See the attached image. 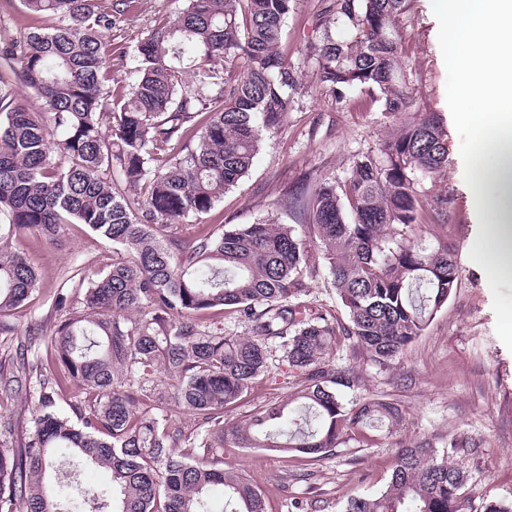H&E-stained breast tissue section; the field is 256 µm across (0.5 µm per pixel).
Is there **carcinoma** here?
<instances>
[{
  "label": "carcinoma",
  "instance_id": "1",
  "mask_svg": "<svg viewBox=\"0 0 512 512\" xmlns=\"http://www.w3.org/2000/svg\"><path fill=\"white\" fill-rule=\"evenodd\" d=\"M33 26L0 41V335L40 290L37 268L15 251L23 235L57 236L77 224L112 245V265L79 268L54 291L45 356L27 346L5 362L33 386L32 429L0 448V512H266L247 475L224 467V447L258 448L308 466L351 441L396 448L388 482L346 499L338 512H465L471 449L398 439L403 413L382 398L347 404L358 387L331 355L341 340L391 366L427 329L458 285L451 240L416 234L453 220L443 177L448 138L439 115L415 112L402 21L413 0H320L312 25L316 83L335 101L359 88L395 132L357 155L343 177L292 192L312 243L272 218L202 229L250 170L263 135L294 110L301 79L283 27L293 0H185L138 33L137 77L112 79L107 60L124 51L104 36L138 0H21ZM343 24L352 38L338 40ZM31 89L35 108L14 94ZM327 266L344 317L310 298ZM231 315L248 331L224 333ZM277 342L295 373L286 398L228 423L235 404L268 371ZM171 380L174 403L193 426L160 414L155 377ZM11 380L0 386V419H12ZM71 415L58 409L69 391ZM74 456L112 473L85 486Z\"/></svg>",
  "mask_w": 512,
  "mask_h": 512
}]
</instances>
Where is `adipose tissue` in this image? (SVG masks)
<instances>
[{"label":"adipose tissue","instance_id":"1","mask_svg":"<svg viewBox=\"0 0 512 512\" xmlns=\"http://www.w3.org/2000/svg\"><path fill=\"white\" fill-rule=\"evenodd\" d=\"M433 7L447 19L448 65L461 74L449 91L457 119L476 135L471 193L486 217L477 245L495 281L512 276V0H434Z\"/></svg>","mask_w":512,"mask_h":512}]
</instances>
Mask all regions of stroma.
I'll list each match as a JSON object with an SVG mask.
<instances>
[{"label": "stroma", "mask_w": 512, "mask_h": 512, "mask_svg": "<svg viewBox=\"0 0 512 512\" xmlns=\"http://www.w3.org/2000/svg\"><path fill=\"white\" fill-rule=\"evenodd\" d=\"M317 0H294L284 30L288 57L303 86L294 111L278 130L267 134L248 174L225 192L207 215L189 218L185 236L216 224H250L273 217L307 236L297 210L287 207L285 190L312 189L315 182L343 176L360 153L374 149L393 128L368 96L353 91L350 102L338 103L314 81V48L319 32L311 25ZM444 19L431 0H414L404 42V59L419 75L416 105L439 113L448 134V170L435 190L453 195L451 227L427 226L422 243L446 234L455 246L460 279L456 292L436 314L420 338L391 367L383 368L354 355L341 344L334 361L353 366L360 386L344 391L347 401L384 397L404 414L401 435L425 439L434 447L465 439L477 448L467 460L471 512L483 499H512V276L488 281L474 244L484 219L470 190L468 160L474 133L456 121L449 90L458 74L449 69L442 50ZM16 248L40 271V293L13 317L15 332L0 336V352L17 345L44 355V339L30 335L37 323L51 320L48 297L71 271L93 273L108 267L111 245L82 226H70L53 239L24 237ZM289 369L283 350L271 344L269 372L226 411L227 420H241L268 401L289 393ZM394 455L388 445L362 447L352 443L310 465V480H299L295 461L259 449L232 448L226 465L242 470L263 492L267 512H336L350 496L369 495L387 482Z\"/></svg>", "instance_id": "stroma-1"}]
</instances>
